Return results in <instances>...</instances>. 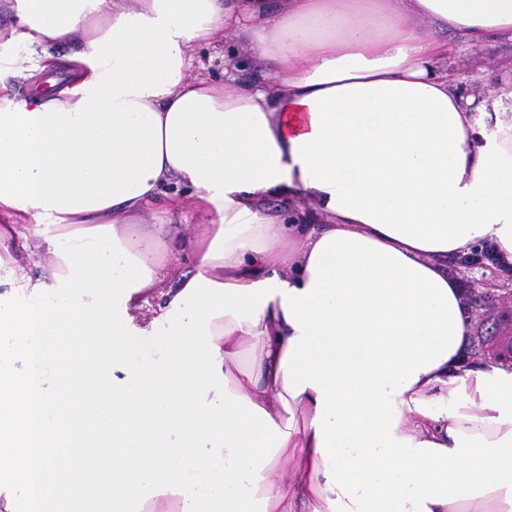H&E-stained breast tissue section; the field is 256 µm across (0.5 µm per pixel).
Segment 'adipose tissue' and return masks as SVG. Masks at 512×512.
<instances>
[{"label":"adipose tissue","instance_id":"obj_1","mask_svg":"<svg viewBox=\"0 0 512 512\" xmlns=\"http://www.w3.org/2000/svg\"><path fill=\"white\" fill-rule=\"evenodd\" d=\"M0 6V69L39 59L0 83V512H512V372L448 273L512 265V93L472 111L445 39L512 0ZM231 29L252 85L194 72Z\"/></svg>","mask_w":512,"mask_h":512}]
</instances>
